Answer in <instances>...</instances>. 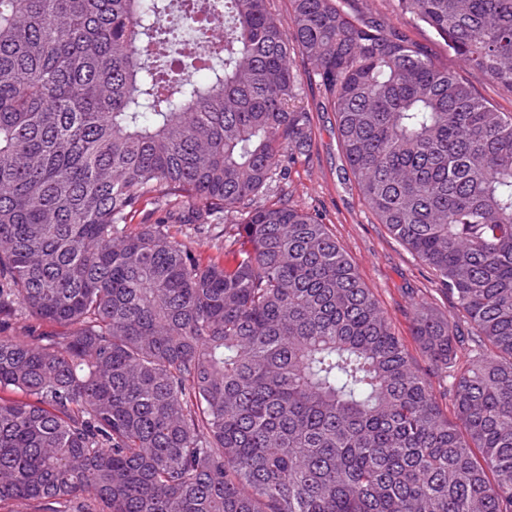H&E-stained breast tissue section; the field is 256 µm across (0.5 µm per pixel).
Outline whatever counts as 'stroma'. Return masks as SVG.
Here are the masks:
<instances>
[{
    "mask_svg": "<svg viewBox=\"0 0 512 512\" xmlns=\"http://www.w3.org/2000/svg\"><path fill=\"white\" fill-rule=\"evenodd\" d=\"M361 6L407 28L412 38L431 47L435 56L447 58L449 67L457 66V59L447 57L444 46L436 42L428 29L416 26L409 17L400 14L396 0H361ZM300 103L311 112L313 140L307 156L301 157L291 170V200L300 208L323 215L362 280L387 311L410 353L420 356L411 331L410 297L425 296L445 315L454 314L455 306L439 281L383 225L377 224L361 203L338 146L336 117L327 110L319 87L302 83Z\"/></svg>",
    "mask_w": 512,
    "mask_h": 512,
    "instance_id": "35a3bbf8",
    "label": "stroma"
}]
</instances>
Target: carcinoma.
Masks as SVG:
<instances>
[{"label":"carcinoma","mask_w":512,"mask_h":512,"mask_svg":"<svg viewBox=\"0 0 512 512\" xmlns=\"http://www.w3.org/2000/svg\"><path fill=\"white\" fill-rule=\"evenodd\" d=\"M174 2L0 0V502L512 512V112L358 0ZM397 4L512 91V0ZM303 75L467 324L411 297L423 363L322 216L263 202ZM190 227L187 224H173L170 229L177 240L185 242L193 248L196 256L202 262H207L218 256L219 253L213 247V243L217 242V239L211 241L197 238Z\"/></svg>","instance_id":"obj_1"}]
</instances>
